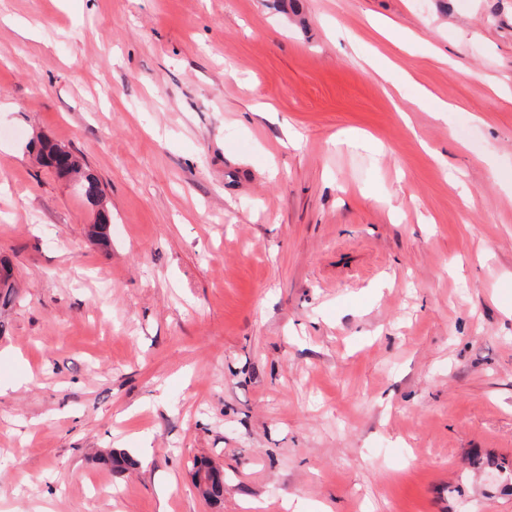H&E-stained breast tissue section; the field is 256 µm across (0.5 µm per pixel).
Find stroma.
Instances as JSON below:
<instances>
[{
	"mask_svg": "<svg viewBox=\"0 0 512 512\" xmlns=\"http://www.w3.org/2000/svg\"><path fill=\"white\" fill-rule=\"evenodd\" d=\"M499 85L512 0H0V512H512ZM60 145L49 139H39L37 144H32L31 149L36 150L43 166L51 168L55 173L64 178L81 177L83 182V195L89 203H100L102 198V189L98 179L89 172L82 173V166L76 156L68 151L59 148Z\"/></svg>",
	"mask_w": 512,
	"mask_h": 512,
	"instance_id": "obj_1",
	"label": "stroma"
}]
</instances>
